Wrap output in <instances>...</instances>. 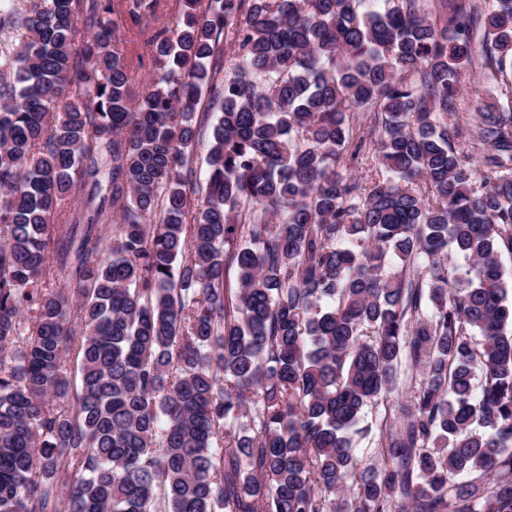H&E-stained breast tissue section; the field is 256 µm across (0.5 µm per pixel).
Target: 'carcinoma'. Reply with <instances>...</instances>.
Segmentation results:
<instances>
[{
    "instance_id": "obj_1",
    "label": "carcinoma",
    "mask_w": 512,
    "mask_h": 512,
    "mask_svg": "<svg viewBox=\"0 0 512 512\" xmlns=\"http://www.w3.org/2000/svg\"><path fill=\"white\" fill-rule=\"evenodd\" d=\"M15 2L0 512H512V0Z\"/></svg>"
}]
</instances>
